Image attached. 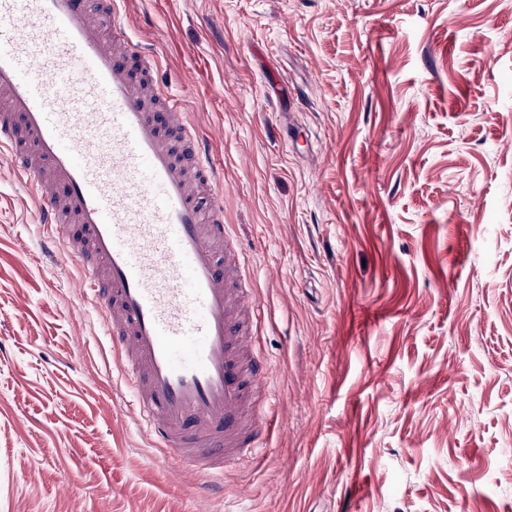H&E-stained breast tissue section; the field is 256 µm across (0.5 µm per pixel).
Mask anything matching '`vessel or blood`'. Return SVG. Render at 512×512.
Wrapping results in <instances>:
<instances>
[{"mask_svg": "<svg viewBox=\"0 0 512 512\" xmlns=\"http://www.w3.org/2000/svg\"><path fill=\"white\" fill-rule=\"evenodd\" d=\"M124 0H0V161L34 195L54 257L74 262L160 459L200 479L254 459L243 413L269 374L244 350L224 179Z\"/></svg>", "mask_w": 512, "mask_h": 512, "instance_id": "obj_1", "label": "vessel or blood"}]
</instances>
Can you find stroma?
Returning a JSON list of instances; mask_svg holds the SVG:
<instances>
[{"instance_id": "obj_1", "label": "stroma", "mask_w": 512, "mask_h": 512, "mask_svg": "<svg viewBox=\"0 0 512 512\" xmlns=\"http://www.w3.org/2000/svg\"><path fill=\"white\" fill-rule=\"evenodd\" d=\"M210 137L266 446L192 479L123 409L0 162V512H512V0H126Z\"/></svg>"}]
</instances>
